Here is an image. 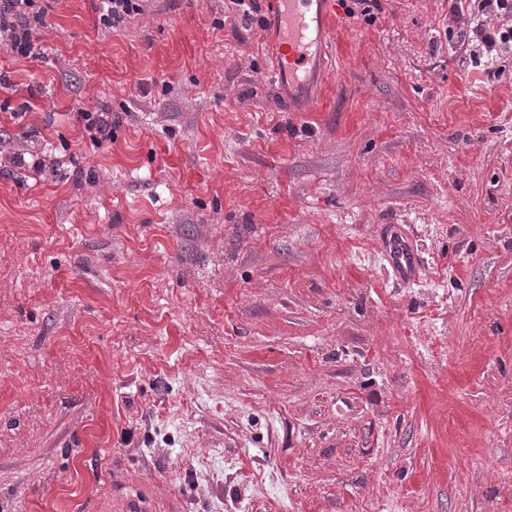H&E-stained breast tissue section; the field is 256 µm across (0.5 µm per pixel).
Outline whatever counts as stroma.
I'll return each mask as SVG.
<instances>
[{
    "mask_svg": "<svg viewBox=\"0 0 512 512\" xmlns=\"http://www.w3.org/2000/svg\"><path fill=\"white\" fill-rule=\"evenodd\" d=\"M267 15L58 0L0 45V512H92L118 463L161 512H512V54L380 0L294 112ZM99 22L112 29L120 27L127 18L142 11L145 0H93ZM109 112H80V120L84 122L85 130L92 145L99 147L104 141H112V118ZM383 257L388 272L397 282L412 281L419 277L422 259L413 234L402 225L394 224L382 241Z\"/></svg>",
    "mask_w": 512,
    "mask_h": 512,
    "instance_id": "35a3bbf8",
    "label": "stroma"
}]
</instances>
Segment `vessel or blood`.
<instances>
[{
  "mask_svg": "<svg viewBox=\"0 0 512 512\" xmlns=\"http://www.w3.org/2000/svg\"><path fill=\"white\" fill-rule=\"evenodd\" d=\"M278 20L272 38L267 75L279 93L303 91L310 66L324 57H339L351 47L338 21L336 0H268ZM388 271L398 282L418 278L422 259L413 234L393 225L382 241Z\"/></svg>",
  "mask_w": 512,
  "mask_h": 512,
  "instance_id": "b4317fda",
  "label": "vessel or blood"
}]
</instances>
